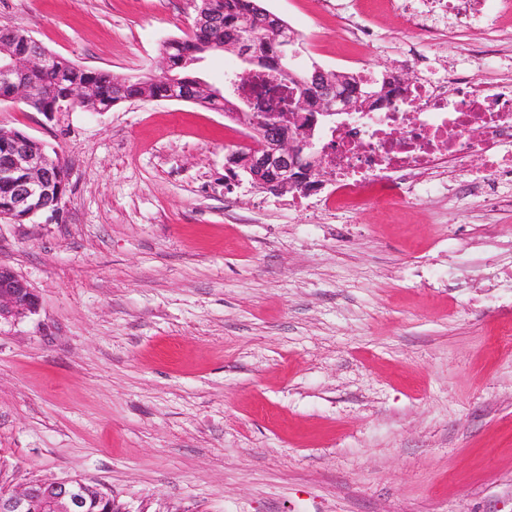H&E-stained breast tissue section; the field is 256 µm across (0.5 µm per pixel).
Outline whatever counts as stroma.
I'll use <instances>...</instances> for the list:
<instances>
[{"label":"stroma","mask_w":512,"mask_h":512,"mask_svg":"<svg viewBox=\"0 0 512 512\" xmlns=\"http://www.w3.org/2000/svg\"><path fill=\"white\" fill-rule=\"evenodd\" d=\"M263 0L301 63L380 78L402 13ZM192 0H0L90 70L162 72ZM413 41V40H412ZM416 43V42H415ZM503 50L479 29L418 52ZM0 128L56 150L60 213L0 220V264L35 313L0 322V485L80 478L122 512H512V187L456 198L459 172L392 210L373 195L275 196L225 182L243 129L190 102L44 113Z\"/></svg>","instance_id":"35a3bbf8"}]
</instances>
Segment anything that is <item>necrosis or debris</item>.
Here are the masks:
<instances>
[{
  "mask_svg": "<svg viewBox=\"0 0 512 512\" xmlns=\"http://www.w3.org/2000/svg\"><path fill=\"white\" fill-rule=\"evenodd\" d=\"M386 6L402 12L418 35L429 33L436 19L456 27L479 23L491 32L501 15L512 14V0H386ZM475 127L485 130L482 143L469 136ZM452 128L458 132L453 140ZM325 143L335 154L329 182L339 193L372 180L390 206L411 177L476 149L486 160L482 184L495 190L500 182H512V82L491 85L464 66L429 71L401 99L399 111L358 113L346 141L329 132Z\"/></svg>",
  "mask_w": 512,
  "mask_h": 512,
  "instance_id": "1",
  "label": "necrosis or debris"
}]
</instances>
